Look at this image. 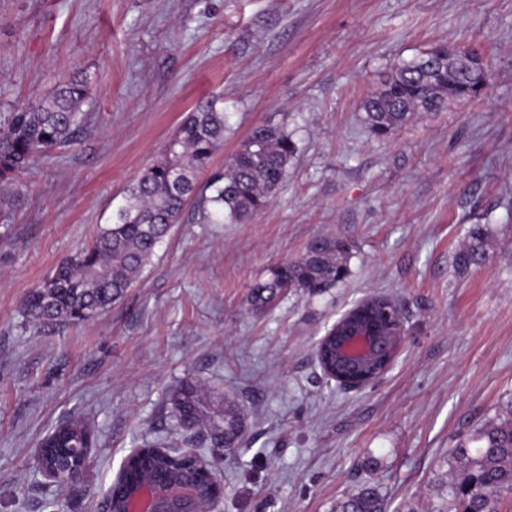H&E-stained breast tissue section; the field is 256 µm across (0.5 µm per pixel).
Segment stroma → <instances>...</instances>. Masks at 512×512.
Listing matches in <instances>:
<instances>
[{"label":"stroma","instance_id":"1","mask_svg":"<svg viewBox=\"0 0 512 512\" xmlns=\"http://www.w3.org/2000/svg\"><path fill=\"white\" fill-rule=\"evenodd\" d=\"M447 43L491 62L481 95L385 137L361 105L387 73ZM85 72L76 144L0 195V512H105L124 459L168 436L182 381L232 404L238 446L208 456L213 512H331L375 480L388 512H425L455 441L512 391V0H0V115ZM213 98L229 112L224 167L251 129L284 121L298 152L247 223L186 205L153 262L94 320L41 325L28 293L111 223L125 189ZM482 266L458 273L470 225ZM321 236L350 274L262 311L250 294ZM392 297L404 339L372 384L327 379L315 346L357 302ZM95 434L82 481L58 487L34 452L62 420ZM489 245L488 231L485 225H472L464 245L455 255L454 264L459 271L466 272L483 263Z\"/></svg>","mask_w":512,"mask_h":512}]
</instances>
